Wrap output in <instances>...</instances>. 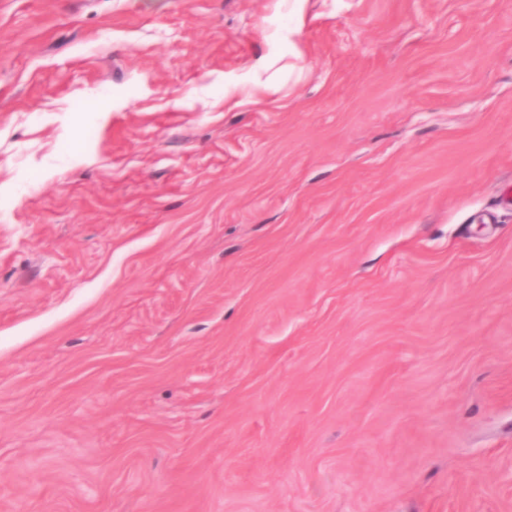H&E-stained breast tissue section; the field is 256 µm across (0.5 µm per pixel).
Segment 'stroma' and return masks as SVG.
Segmentation results:
<instances>
[{"label":"stroma","instance_id":"obj_1","mask_svg":"<svg viewBox=\"0 0 512 512\" xmlns=\"http://www.w3.org/2000/svg\"><path fill=\"white\" fill-rule=\"evenodd\" d=\"M0 0V512H512V0Z\"/></svg>","mask_w":512,"mask_h":512}]
</instances>
